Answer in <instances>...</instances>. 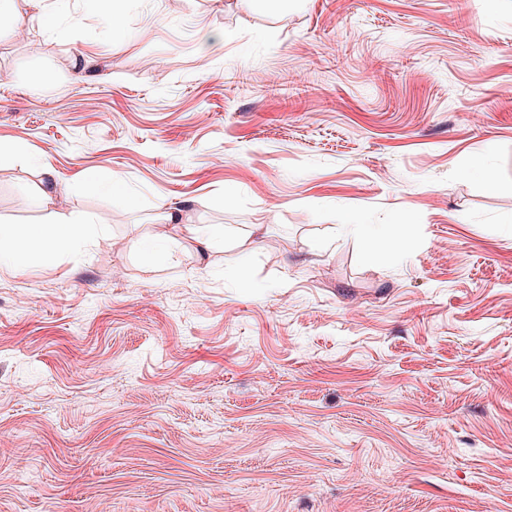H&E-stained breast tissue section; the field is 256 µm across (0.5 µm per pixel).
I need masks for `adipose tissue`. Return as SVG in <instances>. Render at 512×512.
I'll return each instance as SVG.
<instances>
[{"instance_id":"obj_1","label":"adipose tissue","mask_w":512,"mask_h":512,"mask_svg":"<svg viewBox=\"0 0 512 512\" xmlns=\"http://www.w3.org/2000/svg\"><path fill=\"white\" fill-rule=\"evenodd\" d=\"M93 229L83 221L64 225L36 226L21 231L10 224L0 225V263L49 264L58 254L70 249L74 239L91 235Z\"/></svg>"}]
</instances>
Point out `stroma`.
Returning a JSON list of instances; mask_svg holds the SVG:
<instances>
[{"instance_id": "obj_1", "label": "stroma", "mask_w": 512, "mask_h": 512, "mask_svg": "<svg viewBox=\"0 0 512 512\" xmlns=\"http://www.w3.org/2000/svg\"><path fill=\"white\" fill-rule=\"evenodd\" d=\"M47 7L0 225L95 233L0 264V512H512V0ZM179 202L223 245L146 263ZM61 179L52 169H45L39 191L32 200L42 206H48L60 190Z\"/></svg>"}]
</instances>
